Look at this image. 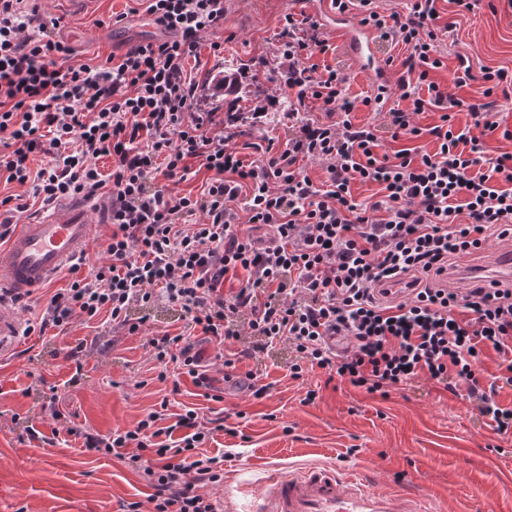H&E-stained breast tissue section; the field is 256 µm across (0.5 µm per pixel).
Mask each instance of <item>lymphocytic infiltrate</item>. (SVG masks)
Returning <instances> with one entry per match:
<instances>
[{"label": "lymphocytic infiltrate", "instance_id": "f902f5d3", "mask_svg": "<svg viewBox=\"0 0 512 512\" xmlns=\"http://www.w3.org/2000/svg\"><path fill=\"white\" fill-rule=\"evenodd\" d=\"M23 2L0 0V180L31 185L46 203L112 191L104 260L85 276L70 265L73 279L49 298L41 328L66 332L103 316L133 335L146 323L133 308L164 299L180 306L185 329L149 338L157 381L167 380L172 363L210 387L188 336L197 329L221 347L242 343L241 353L223 360L228 382L241 358L284 342L294 354L291 379L317 367L384 398L423 375L448 389L462 383L493 431H512V407L496 400L501 386L512 388V287L442 283L449 261L512 237V155L487 156L482 143L497 132L511 140L512 131L500 130L485 100L457 94L478 80L486 99L512 85V75L473 71L463 58L448 83L431 80L445 67L439 46L448 28L438 0H404L387 14L374 0H332L339 12L359 11L361 24L405 52L388 126L392 140L410 145L395 151L370 125L354 123L345 74L312 64L331 49L314 15L284 16L277 43L288 78L265 76L271 96L292 102L283 115L290 135L279 142L255 137L262 113L199 109L186 64L202 35L223 24L227 0H147L164 38L95 67L71 64V48ZM312 104L323 120L306 118ZM461 111L473 127H455ZM428 112L439 122L425 128L419 117ZM425 135L433 150L413 147ZM37 153L49 161L34 170ZM103 156L112 159L107 174L96 164ZM194 160L210 173L201 196L173 192ZM312 163L325 169L322 183L308 175ZM356 181L377 185L380 200H356ZM193 215L198 223H190ZM257 226L270 228L268 240L253 237ZM240 270V288L225 292L226 275ZM394 278L406 279L408 291L383 303ZM488 347L503 367L486 386L479 365ZM168 405L161 400L132 426L105 435L73 426L55 395H44L42 410L84 451L143 470L153 512H217L205 489L223 484L224 459L202 447L224 418L189 407L170 425Z\"/></svg>", "mask_w": 512, "mask_h": 512}]
</instances>
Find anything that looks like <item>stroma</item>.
<instances>
[{"label": "stroma", "mask_w": 512, "mask_h": 512, "mask_svg": "<svg viewBox=\"0 0 512 512\" xmlns=\"http://www.w3.org/2000/svg\"><path fill=\"white\" fill-rule=\"evenodd\" d=\"M38 6L44 18L55 21V35L72 48L76 63L95 65L163 35L157 25L145 24L144 0H95L83 13L73 11L68 0H38ZM301 11L315 13L309 0H236L230 6L223 26L202 38L199 62L187 67L204 111L224 109L214 76L229 63L245 77L272 64L280 20ZM117 17L126 36L120 43L108 36ZM443 18L452 24L442 43L448 71L464 56L472 68L512 72V7L506 0L472 14L447 11ZM216 40L222 53L210 47ZM312 61L343 68L348 95L359 102L356 122L383 124L384 111L362 106L374 89L344 46L314 54ZM133 314L146 317L144 332L129 335L98 321L74 325L65 336L49 329L19 336L11 357L0 361V512H124L130 502L141 503L144 512L151 508V487L122 460L54 437L55 422L40 410V394L49 388L77 424L102 434L132 425L165 397L173 414L187 406L224 412L225 430L205 448L224 458V484L213 494L219 512H247L252 490L269 471L285 474L315 463L368 471L384 491L444 495L447 512H512V433L493 431L466 386L450 392L423 376L384 399L328 381L320 369L294 381L288 376L291 353L278 344L238 366L239 373L256 371L260 384L269 385L268 394L256 399L225 381L216 345L198 331L191 340L209 367L211 389L197 387L186 375L161 383L148 339L165 330L180 332L181 311L160 300ZM81 341L87 344L81 358L69 357ZM310 389L318 395L307 404L303 398ZM16 414L33 424L40 440L22 439L12 421ZM49 436L54 444H46Z\"/></svg>", "instance_id": "obj_1"}]
</instances>
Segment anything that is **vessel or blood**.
<instances>
[{
    "label": "vessel or blood",
    "mask_w": 512,
    "mask_h": 512,
    "mask_svg": "<svg viewBox=\"0 0 512 512\" xmlns=\"http://www.w3.org/2000/svg\"><path fill=\"white\" fill-rule=\"evenodd\" d=\"M341 38L360 71L375 86H385L388 72L371 30L337 17ZM100 208L82 199L56 202L38 222L18 225L0 252V360L22 331L21 315L11 300L17 292L46 286L86 249L98 231ZM249 512H437L432 496L404 491L393 495L375 489L335 468L309 465L268 476L254 490Z\"/></svg>",
    "instance_id": "b4317fda"
}]
</instances>
